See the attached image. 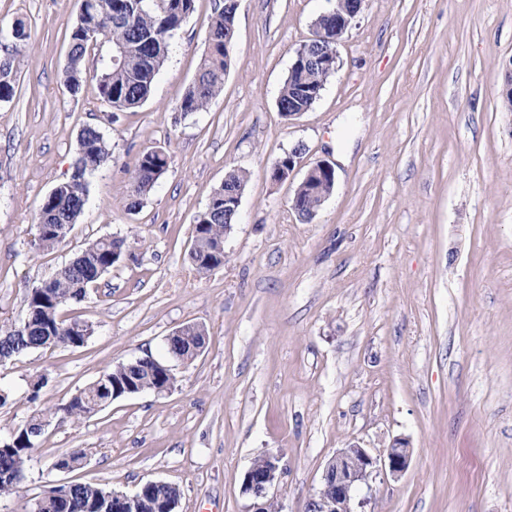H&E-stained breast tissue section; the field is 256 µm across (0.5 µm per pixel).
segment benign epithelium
<instances>
[{"instance_id": "7a95c632", "label": "benign epithelium", "mask_w": 512, "mask_h": 512, "mask_svg": "<svg viewBox=\"0 0 512 512\" xmlns=\"http://www.w3.org/2000/svg\"><path fill=\"white\" fill-rule=\"evenodd\" d=\"M362 6L363 0H336L335 9L321 14L314 22L313 36L296 49L295 62H306L314 55L325 66H331L338 60V53L335 50H323V45L330 43L323 35V19H336V39L339 40L361 13ZM302 153L303 146L298 145L279 159L273 168V178L277 181L288 178ZM313 180L334 185L335 171L332 165L322 160L308 168L295 196H300ZM411 457L409 442L402 438L393 440L385 454L379 458L356 444L341 449L327 463L319 488L307 500L305 512H357V508L363 506V502L356 500L357 492L370 475L382 469L391 477L398 478L408 469ZM265 461L266 466L262 471L251 466L243 477L242 492L252 499V512H267L270 502L268 492L280 478V458L267 454Z\"/></svg>"}]
</instances>
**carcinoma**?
Masks as SVG:
<instances>
[{"instance_id": "cac0c4a2", "label": "carcinoma", "mask_w": 512, "mask_h": 512, "mask_svg": "<svg viewBox=\"0 0 512 512\" xmlns=\"http://www.w3.org/2000/svg\"><path fill=\"white\" fill-rule=\"evenodd\" d=\"M195 0H81V11L69 37L68 61L63 71L67 90L79 93L85 76V58L93 50L107 51L105 69L97 75L99 93L114 112L142 105L151 94L156 77L164 66L170 40L194 11ZM237 5L235 0H220L208 24L209 52L200 72L179 105L185 114L204 110L224 86L228 49L234 37ZM336 67L307 66L288 73L280 91L278 111L308 110L316 102ZM15 73L10 60L0 68V102L12 99ZM112 162V151L104 135L91 126L84 127L77 141L74 170L69 180L57 184L43 199L35 217L37 246L50 250L61 244L77 223L88 199V177ZM167 169V157L152 150L141 154L130 175L131 193L126 207L132 211L141 205ZM327 188L318 183L304 191L297 203L298 215L321 206ZM234 218H224V188H218L209 204L196 219L195 248L188 253L189 263L199 273L224 264V226ZM125 240L103 237L88 244L73 260L48 281L31 288L27 296L28 332L19 325L0 327V362L22 354L54 346L81 347L94 334L92 325L68 321L60 310L81 302L87 289L108 273L120 260ZM206 332L190 328L180 336L167 338L171 358L182 363L193 361L204 343ZM176 376L169 365L147 355L120 363L76 391L66 402L46 412L34 411L30 419L5 444H0V497L14 493L20 476L33 458V433L44 416L60 423L88 419L118 400L129 396L126 387L137 393L173 388ZM181 492L178 487L159 482L141 488L132 497L134 506L121 512H175ZM40 512H115L112 490L98 485L78 483L69 499L58 503L42 499Z\"/></svg>"}]
</instances>
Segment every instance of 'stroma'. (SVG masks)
<instances>
[{"instance_id":"1","label":"stroma","mask_w":512,"mask_h":512,"mask_svg":"<svg viewBox=\"0 0 512 512\" xmlns=\"http://www.w3.org/2000/svg\"><path fill=\"white\" fill-rule=\"evenodd\" d=\"M215 5L195 0L149 99L114 112L95 79L76 95L63 84L80 0H0V28L20 21L30 34L13 56L15 95L0 103V325L89 242L126 240L122 261L62 311L93 325L84 346L0 364V441L107 368L166 358L176 330L207 331L194 361L174 363L169 393L51 422L0 512H31L59 478L50 460L74 448L87 463L71 481L128 493L170 483L176 512H251L243 476L274 454L283 474L271 497L304 512L340 449L379 457L397 438L410 466L375 472L358 492L364 512H512V0H365L335 76L290 120L279 91L334 0H239L224 90L184 114ZM88 125L112 162L66 240L39 250L35 213L70 177ZM299 144L300 166L274 180ZM150 149L167 171L127 210L128 173ZM321 160L335 186L305 222L292 198ZM234 169L246 182L224 263L197 273L196 218Z\"/></svg>"}]
</instances>
